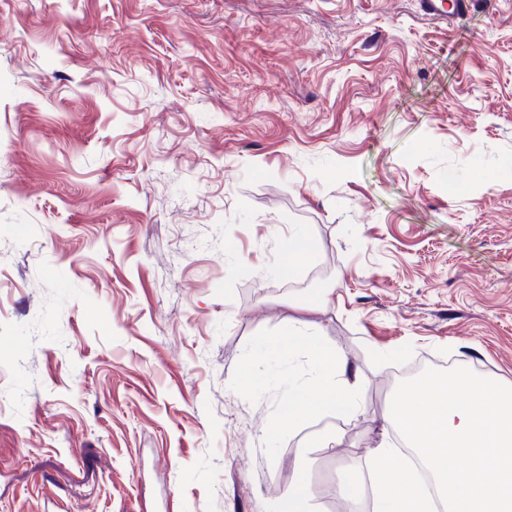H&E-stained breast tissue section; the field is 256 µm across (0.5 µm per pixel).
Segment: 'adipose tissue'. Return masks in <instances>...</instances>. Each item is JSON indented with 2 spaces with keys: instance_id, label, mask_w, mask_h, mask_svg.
Masks as SVG:
<instances>
[{
  "instance_id": "adipose-tissue-1",
  "label": "adipose tissue",
  "mask_w": 512,
  "mask_h": 512,
  "mask_svg": "<svg viewBox=\"0 0 512 512\" xmlns=\"http://www.w3.org/2000/svg\"><path fill=\"white\" fill-rule=\"evenodd\" d=\"M288 346L292 349L299 347L305 351L314 367V375L301 391L288 397L287 420L297 421L314 410L325 414L338 409L359 410L357 375L343 355L325 347L316 337L304 334L297 328L289 329ZM284 421L275 420L273 429H280Z\"/></svg>"
}]
</instances>
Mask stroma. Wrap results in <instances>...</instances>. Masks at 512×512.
Listing matches in <instances>:
<instances>
[{
	"label": "stroma",
	"instance_id": "35a3bbf8",
	"mask_svg": "<svg viewBox=\"0 0 512 512\" xmlns=\"http://www.w3.org/2000/svg\"><path fill=\"white\" fill-rule=\"evenodd\" d=\"M429 359L512 384V0H0V512H337ZM297 347L307 354L313 364L314 375L301 391L288 396V425L305 418L311 410L325 414L336 409L359 410L360 387L347 359L325 347L316 337L290 327L288 352ZM306 475L299 473L296 484L281 499L275 512H313L312 499L306 487Z\"/></svg>",
	"mask_w": 512,
	"mask_h": 512
}]
</instances>
